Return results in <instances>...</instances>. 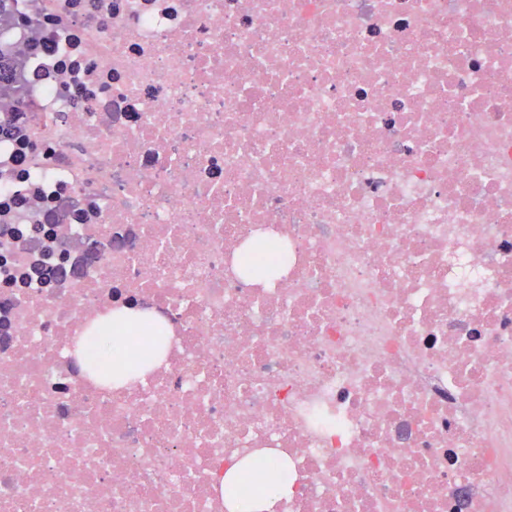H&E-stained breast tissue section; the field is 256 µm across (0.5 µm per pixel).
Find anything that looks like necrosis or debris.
Segmentation results:
<instances>
[{"label":"necrosis or debris","instance_id":"necrosis-or-debris-1","mask_svg":"<svg viewBox=\"0 0 512 512\" xmlns=\"http://www.w3.org/2000/svg\"><path fill=\"white\" fill-rule=\"evenodd\" d=\"M19 7L0 512H227L248 457L277 512H512V0ZM128 302L172 345L115 388Z\"/></svg>","mask_w":512,"mask_h":512}]
</instances>
